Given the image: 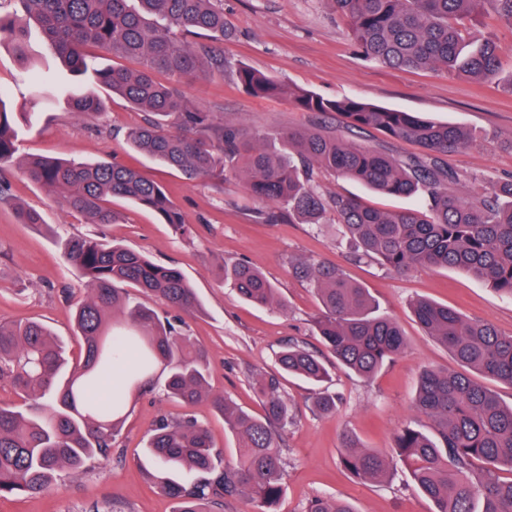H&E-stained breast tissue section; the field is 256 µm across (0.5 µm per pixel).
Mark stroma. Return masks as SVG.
<instances>
[{
  "label": "stroma",
  "mask_w": 512,
  "mask_h": 512,
  "mask_svg": "<svg viewBox=\"0 0 512 512\" xmlns=\"http://www.w3.org/2000/svg\"><path fill=\"white\" fill-rule=\"evenodd\" d=\"M224 16L233 36L215 45L224 54L223 72L199 73L181 90L204 110L238 124L250 138L270 130L320 127L396 158L417 151L413 144L374 130L348 131L343 118L333 113L306 112L286 98H254L237 83L241 64L328 98L356 96L461 125L473 135V144L464 152L448 154L446 161L459 174L462 191L473 192L512 176V150L507 147L512 140L511 86L367 61L356 52L347 22L329 0H224ZM44 74L68 84L73 81L39 33L31 35L28 64H20L10 47H0V99L8 111H32L33 79ZM143 118L142 111L117 96H107L104 112L92 119L75 116L66 99L59 98L25 126L19 153L117 161L133 167L164 186L183 216V230L118 197L112 202L117 223H89L27 180L19 168L6 169L12 198L38 211L42 222L20 223L12 208L0 206V322L38 319L57 335L72 339L74 304L84 288L63 261V241L87 235L145 252L155 262L180 271L197 294L201 308L185 322L207 352L212 390L259 418L264 408L252 388L254 373L275 370L278 352L291 342L320 357L329 355L313 325L319 300L295 276L293 266L334 264L367 288L381 311L397 321L407 350L368 380L333 369L330 390L336 396V410L330 415L313 410L315 387L295 378L284 381L294 422L284 434L288 468L279 512H304L317 497L348 501L356 512H432V503L416 490L404 468H396L384 483L353 477L342 465L343 439L352 435L362 446L383 451L393 446L396 432L406 423L430 432V420L413 408L418 375L426 367L453 370L457 364L418 323L413 301L423 298L448 305L512 335V299L454 269L397 275L374 262L355 260L333 224L259 223L257 213L263 205L249 196L241 179L230 175L220 184L192 182L130 150L125 132ZM318 182L324 190L358 197L381 210L419 205L416 198L382 196L329 174L320 175ZM239 261L257 266L273 284L276 307H255L225 283V266ZM153 382V393L129 400L108 463L62 470L52 489L41 494L0 497V512H94L109 506L117 512H173V501L142 474V447L157 420L195 416L207 424L228 458L236 455L237 439L210 403L184 406L163 396L161 374H154Z\"/></svg>",
  "instance_id": "stroma-1"
}]
</instances>
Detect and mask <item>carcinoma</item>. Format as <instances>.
Listing matches in <instances>:
<instances>
[{"label": "carcinoma", "mask_w": 512, "mask_h": 512, "mask_svg": "<svg viewBox=\"0 0 512 512\" xmlns=\"http://www.w3.org/2000/svg\"><path fill=\"white\" fill-rule=\"evenodd\" d=\"M22 13L0 16V44L8 43L27 64V41L36 24L46 46L75 76L126 99L145 113L127 132L129 145L188 180L222 183L239 176L249 195L268 206L270 220L338 224L360 259L387 271L455 268L512 299V177L472 194L453 193L459 175L444 156L470 147L472 137L449 122L367 103L358 97L325 98L305 88L286 89L273 77L241 66L237 81L250 96L288 94L306 112H336L351 129L377 130L412 142L421 155L396 160L333 132L297 128L248 139L239 127L216 118L178 85L198 71H224V55L197 47L193 37L224 40L223 0H20ZM348 21L351 40L365 59L384 66L443 69L459 77L506 82L500 75L501 45L494 37L473 41L470 26L485 5L512 29V0H330ZM114 63L98 62L97 51ZM119 60H136L129 70ZM166 77L160 82L157 75ZM74 114L100 115L102 96L56 86ZM21 127L0 100V166L18 163L34 183L94 224H112V198L154 212L177 230L182 216L158 183L114 162L18 158ZM361 183L386 196H421L423 210L383 211L315 185L319 173ZM64 254L89 294L76 304L79 358L36 320L0 322V376L22 403L0 405V497L48 490L58 472L79 470L112 455L129 398L151 388L157 368L166 372L164 395L186 406L208 401L238 440L227 461L206 424L192 415L162 417L143 455L145 477L176 504L174 512H211L209 504L242 503L251 512H278L288 466L283 434L294 421L282 378L321 385L330 381L326 362L293 344L276 356V371L261 372L256 390L265 413L255 418L209 389L207 355L191 336L130 297L137 288L176 311L194 312V289L173 267L122 245L87 236L68 239ZM295 274L316 293L321 312L314 324L336 361L369 379L402 355L406 340L398 323L379 313L366 289L336 267L300 263ZM238 296L257 307L278 304L276 288L248 262L224 268ZM416 319L465 372L427 367L419 374L414 407L432 421L426 434L406 424L394 447L375 451L349 437L342 463L354 477L382 481L402 463L433 512H512V405L478 382L490 377L512 389V335L428 300L412 303ZM134 359L120 393L101 399L96 389L114 366ZM313 407L336 410L332 393H316ZM307 512H355L337 499L315 498Z\"/></svg>", "instance_id": "cac0c4a2"}]
</instances>
